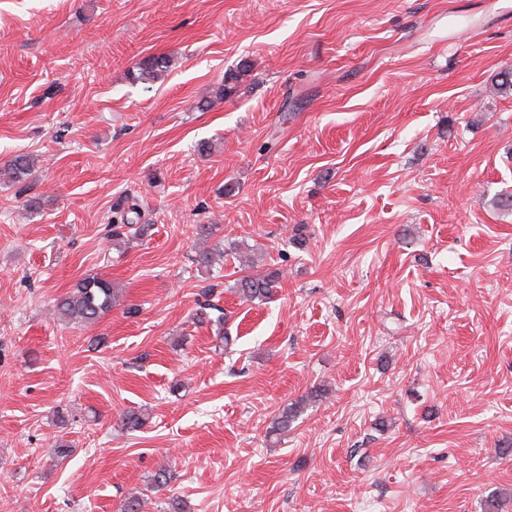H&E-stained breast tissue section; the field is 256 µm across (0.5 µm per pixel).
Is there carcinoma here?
<instances>
[{
  "mask_svg": "<svg viewBox=\"0 0 512 512\" xmlns=\"http://www.w3.org/2000/svg\"><path fill=\"white\" fill-rule=\"evenodd\" d=\"M168 67L164 58H153L141 67L140 76L146 80L153 79L158 73ZM34 161L25 154L16 155L5 167L3 175L10 181L19 183L31 174ZM280 273L270 271L262 276L244 277L237 282V291L243 298L271 299L277 293ZM116 293L112 282L97 276L79 280L56 304L57 314L65 321L80 325H92L103 315L112 310ZM322 396V392L314 391L307 396L287 405L281 414L273 421L270 433L283 435L288 432L291 423L303 411L307 404Z\"/></svg>",
  "mask_w": 512,
  "mask_h": 512,
  "instance_id": "1",
  "label": "carcinoma"
}]
</instances>
